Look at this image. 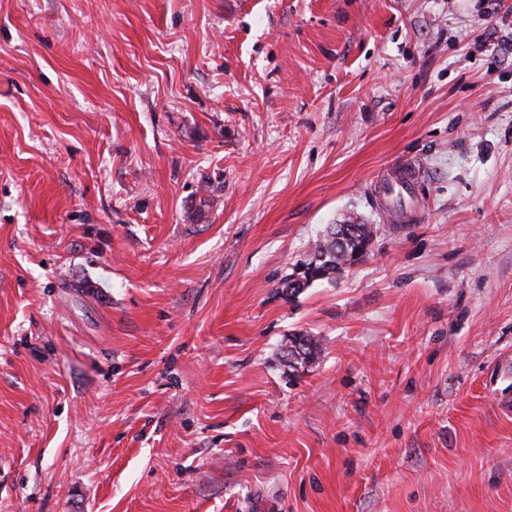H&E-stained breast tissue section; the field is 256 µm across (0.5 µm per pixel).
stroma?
I'll return each instance as SVG.
<instances>
[{"mask_svg": "<svg viewBox=\"0 0 512 512\" xmlns=\"http://www.w3.org/2000/svg\"><path fill=\"white\" fill-rule=\"evenodd\" d=\"M0 512H512V0H0ZM331 225H335L336 228V224ZM331 225L315 241L309 254V261L303 265L306 267V271L296 272L299 268L296 267L291 274H288V277L283 279L282 286L296 276L305 279V283L301 282L302 288L304 285L307 288L318 280L331 282L336 279V275L341 273L346 265H352L349 262V253L352 254L358 247L363 246V241L366 244L365 255L368 253L374 235L373 224H347L349 227L357 226L359 233L352 235L349 239L343 238V242L336 240V232H329ZM321 351L319 340L314 336H291L288 339V362L309 366Z\"/></svg>", "mask_w": 512, "mask_h": 512, "instance_id": "35a3bbf8", "label": "stroma"}]
</instances>
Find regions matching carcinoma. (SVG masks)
I'll list each match as a JSON object with an SVG mask.
<instances>
[{"label":"carcinoma","mask_w":512,"mask_h":512,"mask_svg":"<svg viewBox=\"0 0 512 512\" xmlns=\"http://www.w3.org/2000/svg\"><path fill=\"white\" fill-rule=\"evenodd\" d=\"M374 230L371 224L358 225V233L351 238L336 240L335 233L326 231L318 238L309 254V261L304 264L306 271L292 272L283 279L287 283L298 276L305 279V286L312 282L336 279V275L342 272L343 268L350 265L349 254L358 247L366 244L371 245ZM321 352L319 340L314 336H292L288 338V362L300 365L312 364L317 355Z\"/></svg>","instance_id":"carcinoma-1"}]
</instances>
